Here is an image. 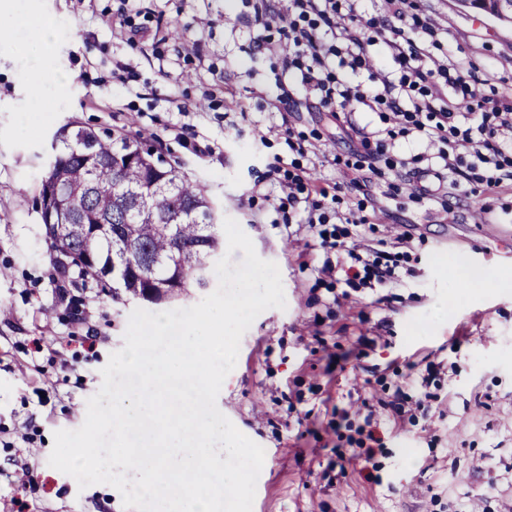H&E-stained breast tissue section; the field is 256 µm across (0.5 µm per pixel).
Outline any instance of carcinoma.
<instances>
[{
  "label": "carcinoma",
  "instance_id": "obj_1",
  "mask_svg": "<svg viewBox=\"0 0 512 512\" xmlns=\"http://www.w3.org/2000/svg\"><path fill=\"white\" fill-rule=\"evenodd\" d=\"M40 217L52 253L156 304L207 287L224 245L199 182L139 137L76 122L53 135Z\"/></svg>",
  "mask_w": 512,
  "mask_h": 512
}]
</instances>
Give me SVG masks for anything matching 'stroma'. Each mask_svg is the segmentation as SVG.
<instances>
[{
    "label": "stroma",
    "instance_id": "35a3bbf8",
    "mask_svg": "<svg viewBox=\"0 0 512 512\" xmlns=\"http://www.w3.org/2000/svg\"><path fill=\"white\" fill-rule=\"evenodd\" d=\"M256 3L8 0L11 16L42 18L55 37L30 49L19 23L0 43V468H29L35 480L1 483L0 503L125 512L119 492L79 488L49 466L53 434L83 424L134 309L203 297L116 301L77 269L53 277L40 182L53 134L75 120L160 142L218 217L236 220L279 267L286 307L254 320L216 400L265 450L252 512H512V186L464 197L446 214L401 184L389 216L370 217L354 238L373 248L412 231L394 283L354 291L320 274L326 253L305 204H280L281 181L302 171L324 187L331 225L362 195L328 114L309 111L311 96L279 52L254 53L256 37L281 38L255 23ZM419 5L448 32L437 57L495 89L512 86V23L457 0ZM136 27L151 40L130 44L125 32ZM41 66L70 75L66 88L17 81ZM292 137L306 154L289 148ZM394 400L407 416L393 419ZM369 414L383 444L367 475L354 437Z\"/></svg>",
    "mask_w": 512,
    "mask_h": 512
}]
</instances>
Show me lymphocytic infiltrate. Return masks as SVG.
Instances as JSON below:
<instances>
[{
    "instance_id": "obj_1",
    "label": "lymphocytic infiltrate",
    "mask_w": 512,
    "mask_h": 512,
    "mask_svg": "<svg viewBox=\"0 0 512 512\" xmlns=\"http://www.w3.org/2000/svg\"><path fill=\"white\" fill-rule=\"evenodd\" d=\"M356 2L286 0L255 17L265 26L285 22L283 64L300 71L316 111L343 113L355 105L378 115L377 131L354 130V168L369 186V207L377 206L376 190L391 176L414 184L416 200L435 201L446 213L453 211L460 186L475 194L512 182V151L500 139L512 132V88L485 95L462 64L437 58L444 31L415 0H384L385 14L368 19L357 14ZM378 40L392 69L371 61L368 48ZM356 74L366 75V82H353ZM408 137L439 145L437 157L401 160L391 147ZM318 237L321 248L336 255L324 263V274H343L354 289L393 281L390 252L371 248L361 255L341 235L322 229Z\"/></svg>"
}]
</instances>
